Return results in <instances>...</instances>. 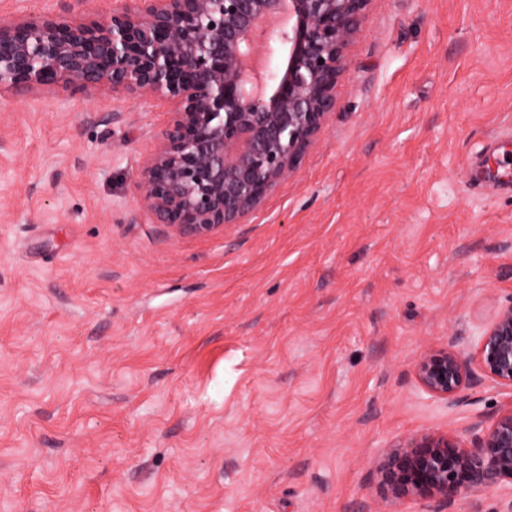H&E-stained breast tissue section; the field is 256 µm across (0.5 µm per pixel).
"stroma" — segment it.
Listing matches in <instances>:
<instances>
[{"mask_svg": "<svg viewBox=\"0 0 512 512\" xmlns=\"http://www.w3.org/2000/svg\"><path fill=\"white\" fill-rule=\"evenodd\" d=\"M348 57L295 174L204 237L140 201L168 101L0 88V512H384L377 448L495 416L412 362L512 303V0H372Z\"/></svg>", "mask_w": 512, "mask_h": 512, "instance_id": "obj_1", "label": "stroma"}]
</instances>
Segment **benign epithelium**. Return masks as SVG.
<instances>
[{
	"instance_id": "obj_1",
	"label": "benign epithelium",
	"mask_w": 512,
	"mask_h": 512,
	"mask_svg": "<svg viewBox=\"0 0 512 512\" xmlns=\"http://www.w3.org/2000/svg\"><path fill=\"white\" fill-rule=\"evenodd\" d=\"M372 0H119L103 20L30 14L0 23V88L110 87L174 104L137 182L155 224L224 231L292 174L336 111L348 46ZM421 391L452 407L477 374L512 390V304L472 348L450 341L413 361ZM462 440L416 434L374 459L383 498L429 503L498 494L512 512V393Z\"/></svg>"
}]
</instances>
